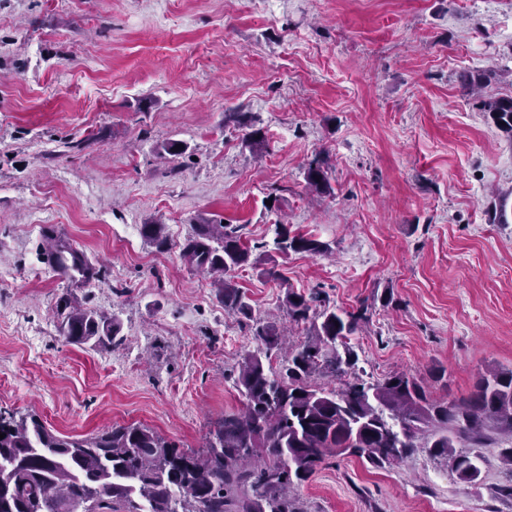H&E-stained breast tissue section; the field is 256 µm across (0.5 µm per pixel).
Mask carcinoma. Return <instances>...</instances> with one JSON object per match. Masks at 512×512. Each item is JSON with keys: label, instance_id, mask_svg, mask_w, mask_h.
<instances>
[{"label": "carcinoma", "instance_id": "carcinoma-1", "mask_svg": "<svg viewBox=\"0 0 512 512\" xmlns=\"http://www.w3.org/2000/svg\"><path fill=\"white\" fill-rule=\"evenodd\" d=\"M482 106L512 139V97H487ZM306 180L331 190L324 162H309ZM274 250L320 255L317 239L275 225ZM198 272L214 278L224 309L251 319L249 305L226 275L257 265L263 255L228 224H195L180 245ZM49 254L54 271L90 282L99 276L81 252L59 242ZM288 319L309 325L310 340L288 353L279 368L264 361L279 346L281 327L253 324L260 343L243 358L235 385L244 408L224 414L201 452L175 447L144 425H118L83 438L60 437L33 414L0 411V512H296L291 489L306 483L329 457L355 456L376 468L408 457L418 440L448 460L457 477L478 480L475 458L456 450L461 437L479 442L488 425L512 438V369L482 375L475 391L458 402L434 400L424 383L404 373L367 385L356 374L349 346L366 321V309L337 313L319 291L288 292ZM59 333L74 345H117L116 314L57 305ZM346 379L336 391L317 375Z\"/></svg>", "mask_w": 512, "mask_h": 512}]
</instances>
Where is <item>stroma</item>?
Wrapping results in <instances>:
<instances>
[{
	"instance_id": "35a3bbf8",
	"label": "stroma",
	"mask_w": 512,
	"mask_h": 512,
	"mask_svg": "<svg viewBox=\"0 0 512 512\" xmlns=\"http://www.w3.org/2000/svg\"><path fill=\"white\" fill-rule=\"evenodd\" d=\"M512 96V0H0V408L86 437L143 424L200 449L242 408L250 319L180 256L196 223L272 243L290 224L325 254L276 256L284 278L232 272L251 319L287 323V291L366 308L350 339L368 384L405 373L468 398L512 368V139L471 96ZM246 114L265 143L252 148ZM186 143L178 156L162 153ZM328 167L331 193L305 179ZM163 226L160 248L140 227ZM61 236L100 268L45 259ZM116 313V347L66 343L56 305ZM477 485L421 447L375 468L323 463L300 512H512L486 430ZM48 254L55 259L52 268L62 276L71 279H76L78 276L79 280L86 283L99 276V270L90 263L86 265L83 254L65 242L54 244Z\"/></svg>"
}]
</instances>
